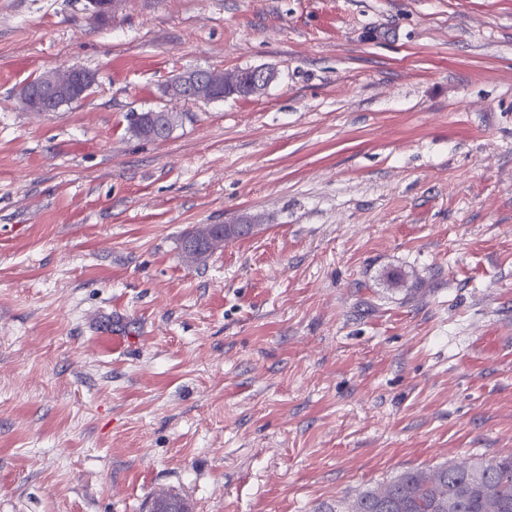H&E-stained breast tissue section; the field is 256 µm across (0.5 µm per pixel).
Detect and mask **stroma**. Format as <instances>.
Masks as SVG:
<instances>
[{"mask_svg":"<svg viewBox=\"0 0 512 512\" xmlns=\"http://www.w3.org/2000/svg\"><path fill=\"white\" fill-rule=\"evenodd\" d=\"M508 455L512 0H0V512H334ZM96 80L95 74L75 67L48 71L25 84L19 96L30 112H53L82 99ZM276 78V71L265 66L225 72L197 69L183 72L168 82L162 89V96L184 100L218 101L237 93L246 98L262 94ZM150 112L154 113L160 119L154 124L149 136L153 140H166L177 127L178 118L173 114V111L165 107H160L158 109L142 112L146 114L147 122L150 120ZM250 223L245 218L239 224H211L191 235L201 243L200 248L195 249L188 246L184 248V253L188 258H201L213 249L223 246L224 242L228 240L252 234L256 224Z\"/></svg>","mask_w":512,"mask_h":512,"instance_id":"35a3bbf8","label":"stroma"}]
</instances>
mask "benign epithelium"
<instances>
[{
  "label": "benign epithelium",
  "mask_w": 512,
  "mask_h": 512,
  "mask_svg": "<svg viewBox=\"0 0 512 512\" xmlns=\"http://www.w3.org/2000/svg\"><path fill=\"white\" fill-rule=\"evenodd\" d=\"M119 0H89L92 17L97 22H107ZM274 69L265 66L248 67L231 71L197 69L186 71L168 82L162 89V96L184 100L218 101L224 97L239 94L242 97L259 95L276 80ZM97 80L95 74L71 67L63 72L53 70L40 74L25 84L19 93L21 102L31 112H54L60 107L80 99ZM159 117L150 132L154 140L170 137L178 125L173 111L160 107L152 110ZM255 225L248 219L238 224H212L193 234L201 243L200 248H184L187 257L196 259L221 247L233 238L250 235Z\"/></svg>",
  "instance_id": "benign-epithelium-1"
}]
</instances>
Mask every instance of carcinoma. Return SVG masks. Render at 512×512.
Segmentation results:
<instances>
[{
    "mask_svg": "<svg viewBox=\"0 0 512 512\" xmlns=\"http://www.w3.org/2000/svg\"><path fill=\"white\" fill-rule=\"evenodd\" d=\"M350 512H512V455L471 467L410 470L370 489Z\"/></svg>",
    "mask_w": 512,
    "mask_h": 512,
    "instance_id": "obj_1",
    "label": "carcinoma"
}]
</instances>
